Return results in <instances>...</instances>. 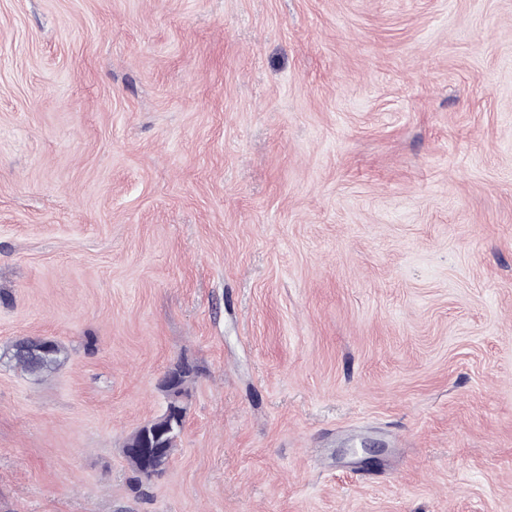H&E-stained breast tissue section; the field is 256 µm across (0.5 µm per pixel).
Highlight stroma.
I'll use <instances>...</instances> for the list:
<instances>
[{"mask_svg": "<svg viewBox=\"0 0 512 512\" xmlns=\"http://www.w3.org/2000/svg\"><path fill=\"white\" fill-rule=\"evenodd\" d=\"M31 337L67 358L0 363V512H512V0H0ZM46 342V344L41 343V345H31L30 343L23 346L20 350L18 347V342L13 345L11 349V353L9 355V361L13 364V366L17 369H20L21 372L28 375H37V376H47L51 374L61 363V358L63 356L62 347L54 341L55 348L49 356L39 359V360H31L23 358L20 355L22 353H31L36 355L38 353H45L49 347L48 340H42ZM151 421L138 427L126 440L123 446V454L132 472L131 482L134 489L138 490L152 478L161 476L166 470L156 466H148L139 457L130 454L131 448H141L144 435Z\"/></svg>", "mask_w": 512, "mask_h": 512, "instance_id": "stroma-1", "label": "stroma"}]
</instances>
